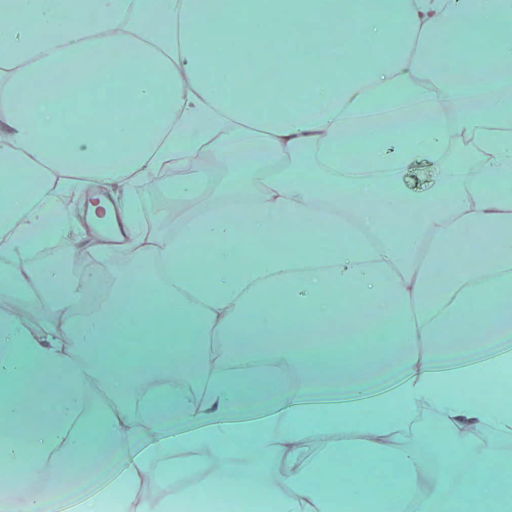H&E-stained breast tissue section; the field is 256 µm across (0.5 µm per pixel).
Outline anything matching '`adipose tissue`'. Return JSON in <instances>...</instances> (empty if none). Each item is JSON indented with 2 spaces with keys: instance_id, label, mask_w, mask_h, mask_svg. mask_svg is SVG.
<instances>
[{
  "instance_id": "1",
  "label": "adipose tissue",
  "mask_w": 512,
  "mask_h": 512,
  "mask_svg": "<svg viewBox=\"0 0 512 512\" xmlns=\"http://www.w3.org/2000/svg\"><path fill=\"white\" fill-rule=\"evenodd\" d=\"M269 50L279 105L242 110ZM474 124L485 166L463 182L448 145ZM208 140L223 182L178 181L188 209L156 242L139 196ZM416 158L424 195L402 189ZM89 187L108 232L63 221ZM63 237L126 254L110 289L96 265H25ZM0 296L44 316L0 318V512H56L111 466L121 512H172L148 474L262 512H512V0H0ZM435 181L433 169L425 161H413L406 169L402 184L409 193H419L430 189Z\"/></svg>"
}]
</instances>
